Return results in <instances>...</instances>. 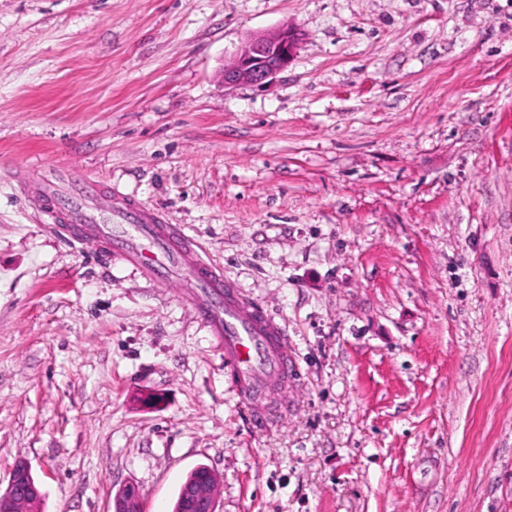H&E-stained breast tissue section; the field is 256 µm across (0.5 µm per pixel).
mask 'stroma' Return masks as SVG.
Here are the masks:
<instances>
[{
	"mask_svg": "<svg viewBox=\"0 0 512 512\" xmlns=\"http://www.w3.org/2000/svg\"><path fill=\"white\" fill-rule=\"evenodd\" d=\"M58 165L268 307L265 425L179 283L25 199ZM20 460L41 512H172L200 465L217 512H512V0H0V489ZM298 40V33L288 28L274 35L248 38L237 49L233 59L224 64L225 87L268 84L291 62ZM140 490L134 483L123 485L112 500L113 512H140Z\"/></svg>",
	"mask_w": 512,
	"mask_h": 512,
	"instance_id": "obj_1",
	"label": "stroma"
}]
</instances>
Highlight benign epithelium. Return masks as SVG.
Listing matches in <instances>:
<instances>
[{
    "mask_svg": "<svg viewBox=\"0 0 512 512\" xmlns=\"http://www.w3.org/2000/svg\"><path fill=\"white\" fill-rule=\"evenodd\" d=\"M298 33L285 28L274 35L248 38L237 49L233 59L224 65V86L241 84L263 86L293 59ZM174 512H217L220 477L206 466L191 470ZM140 490L133 483L123 485L112 500V512H140ZM42 499L41 488L30 465L20 460L5 489L0 490V512H37Z\"/></svg>",
    "mask_w": 512,
    "mask_h": 512,
    "instance_id": "1",
    "label": "benign epithelium"
}]
</instances>
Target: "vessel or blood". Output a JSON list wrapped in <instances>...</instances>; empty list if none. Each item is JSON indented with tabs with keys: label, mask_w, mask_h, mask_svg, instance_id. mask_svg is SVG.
<instances>
[{
	"label": "vessel or blood",
	"mask_w": 512,
	"mask_h": 512,
	"mask_svg": "<svg viewBox=\"0 0 512 512\" xmlns=\"http://www.w3.org/2000/svg\"><path fill=\"white\" fill-rule=\"evenodd\" d=\"M100 185L81 179L73 168L52 169L31 187L32 200L53 223L77 228L85 224H110L111 258L142 270L158 284L168 281L169 270L178 271L203 321L224 349V362L238 373V394L250 398L268 379L288 376V357L282 329L258 304L245 300L225 282L220 266L205 261L176 228L166 226L163 215L144 208L118 190H111L107 216L89 210L100 196Z\"/></svg>",
	"instance_id": "vessel-or-blood-1"
}]
</instances>
